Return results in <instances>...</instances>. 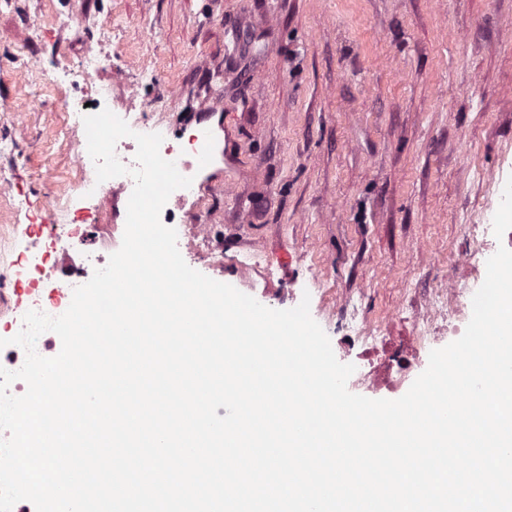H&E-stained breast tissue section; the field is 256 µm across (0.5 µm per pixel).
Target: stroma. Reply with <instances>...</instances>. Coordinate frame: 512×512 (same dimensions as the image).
Instances as JSON below:
<instances>
[{"label":"stroma","instance_id":"35a3bbf8","mask_svg":"<svg viewBox=\"0 0 512 512\" xmlns=\"http://www.w3.org/2000/svg\"><path fill=\"white\" fill-rule=\"evenodd\" d=\"M78 9L112 33L101 107L146 133L224 130L175 221L208 224L227 262L184 260L266 307L338 288L408 328L512 175V0H0V179L16 199L43 195L48 167L66 182L63 148L86 137L63 110L100 39ZM217 93L221 121L196 122Z\"/></svg>","mask_w":512,"mask_h":512}]
</instances>
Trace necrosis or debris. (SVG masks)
<instances>
[{
    "instance_id": "necrosis-or-debris-1",
    "label": "necrosis or debris",
    "mask_w": 512,
    "mask_h": 512,
    "mask_svg": "<svg viewBox=\"0 0 512 512\" xmlns=\"http://www.w3.org/2000/svg\"><path fill=\"white\" fill-rule=\"evenodd\" d=\"M67 151L74 173L69 187L60 193H49L36 205L37 210L48 212L50 223L12 227L13 234L27 239L28 244L11 253L9 265L18 292L0 322L2 337L10 338L21 331L27 311L63 314L71 303L74 288L89 281L96 266L108 261L107 255L81 249L85 231L69 215L81 200H109L113 183L97 182L86 142H72ZM463 230L471 242L469 250L449 266L447 287L435 289L416 309L413 330L401 340L390 339L387 324L371 323L352 313L351 295L340 291L329 295L328 307L342 316L337 328V355L346 359L351 357L355 345L363 347V361L356 364L350 378L351 392H404L422 369L426 353L444 339L456 340L463 335L472 315L474 285L485 279L488 259L498 246L512 249V230L504 234L498 245L488 241L492 225L467 224Z\"/></svg>"
}]
</instances>
